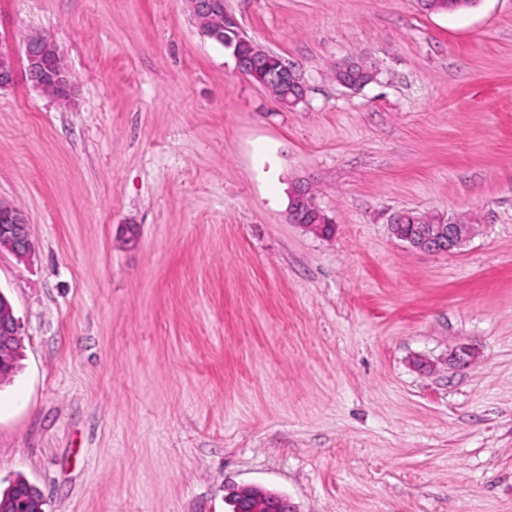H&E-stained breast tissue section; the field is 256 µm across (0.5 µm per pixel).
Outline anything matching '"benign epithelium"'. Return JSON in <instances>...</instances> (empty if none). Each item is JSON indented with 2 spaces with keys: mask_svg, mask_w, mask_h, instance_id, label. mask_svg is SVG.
Returning a JSON list of instances; mask_svg holds the SVG:
<instances>
[{
  "mask_svg": "<svg viewBox=\"0 0 512 512\" xmlns=\"http://www.w3.org/2000/svg\"><path fill=\"white\" fill-rule=\"evenodd\" d=\"M191 14L202 35L217 40L228 34L238 36V20L224 11V0H188ZM24 58L10 51H0V90L12 87L18 76L59 103L71 101L74 83L71 73L55 42L44 34L29 36L23 48ZM276 83L288 88L281 99L287 107L296 106L303 98V87L293 70L281 65ZM288 222L319 237H330L335 224L316 204L311 185L306 180L296 182L289 193ZM394 238L428 254L452 252L462 248L472 237L474 225L444 221L439 216L425 220L412 213H401L390 225ZM0 248L18 257L32 248L29 223L18 207L0 202ZM21 337L20 322L8 298L0 292V342ZM227 503L230 512H294V506L282 495L267 493L255 486L241 487L232 492Z\"/></svg>",
  "mask_w": 512,
  "mask_h": 512,
  "instance_id": "7a95c632",
  "label": "benign epithelium"
}]
</instances>
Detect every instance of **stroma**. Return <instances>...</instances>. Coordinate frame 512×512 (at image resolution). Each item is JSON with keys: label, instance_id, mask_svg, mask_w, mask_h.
Listing matches in <instances>:
<instances>
[{"label": "stroma", "instance_id": "1", "mask_svg": "<svg viewBox=\"0 0 512 512\" xmlns=\"http://www.w3.org/2000/svg\"><path fill=\"white\" fill-rule=\"evenodd\" d=\"M224 9L300 103L186 0H0V49L46 34L75 83L68 105L0 90V201L33 243L0 250L22 339L0 491L24 479L45 512H229L246 485L296 512H512V0ZM347 61L375 80L341 86ZM298 178L333 237L289 223ZM403 211L476 233L421 253L391 234ZM276 83L282 87H288V96L280 100L283 105L292 108L302 100L304 94L303 87L289 66L281 65Z\"/></svg>", "mask_w": 512, "mask_h": 512}]
</instances>
